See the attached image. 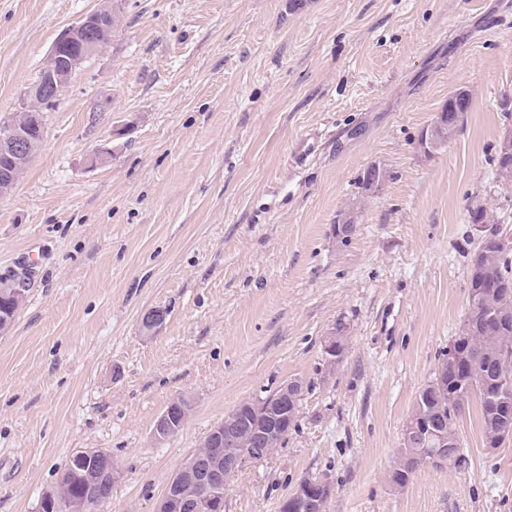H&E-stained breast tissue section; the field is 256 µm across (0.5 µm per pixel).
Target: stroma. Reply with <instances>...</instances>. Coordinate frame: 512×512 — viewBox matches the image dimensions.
<instances>
[{
  "label": "stroma",
  "instance_id": "obj_1",
  "mask_svg": "<svg viewBox=\"0 0 512 512\" xmlns=\"http://www.w3.org/2000/svg\"><path fill=\"white\" fill-rule=\"evenodd\" d=\"M103 0H0V120L59 33ZM110 40L45 114L0 197V279L25 302L0 332V512H38L78 448L123 472L102 512H155L240 403L303 382L297 425L224 489V512H281L305 478L326 512H512V438L466 463L391 473L419 391L468 311L473 202L512 121V0H121ZM458 89L462 132L421 130ZM334 133L306 167L288 153ZM108 153L101 161L99 148ZM390 176L361 185L371 166ZM357 228L335 233L338 212ZM160 308L152 332L140 322ZM345 324L341 362L324 345ZM189 400L183 428L157 417ZM467 94L469 100L464 90H459L456 92L451 103V109L456 110L458 107L463 108L466 105L467 106L463 109H458L455 111L458 112L456 115L455 123L452 126H450L444 134L439 136V140L437 137V132H444V130L449 126L450 121L455 112H450V109H448L447 107L435 115L432 123L429 126H427L422 133V137L419 142V150L421 152L427 155L432 154L434 149L438 151L446 147L448 142L452 140L458 133H460V131L463 128L465 115L470 109L471 94ZM437 140L439 146L435 148L437 145ZM173 402L174 401H172V403L169 405V407H167L165 409V411L156 419V421L154 423V426L152 429V438L154 439V441L163 442V441L169 439L175 430V427H174L175 421H176L175 425L177 427L175 434L178 433L184 426V424L189 416L190 404L187 402V400H185L184 398H181L183 407L187 409V416L183 417L182 410H179L176 413V415H177V420H176V416H175L173 407H175L176 410H178V408L175 406V404Z\"/></svg>",
  "mask_w": 512,
  "mask_h": 512
}]
</instances>
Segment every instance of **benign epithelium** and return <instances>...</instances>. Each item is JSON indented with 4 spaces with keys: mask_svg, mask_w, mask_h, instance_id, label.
<instances>
[{
    "mask_svg": "<svg viewBox=\"0 0 512 512\" xmlns=\"http://www.w3.org/2000/svg\"><path fill=\"white\" fill-rule=\"evenodd\" d=\"M112 22V6L107 4L82 17L79 22L65 29L59 38V43H77L82 47V53L67 60V64L59 63V54L51 50L46 58L40 76L36 83L27 92L30 100L24 108L25 112H39L42 104L59 96L69 84L74 72L93 55H95L108 42V33ZM468 98L463 90L456 92L451 108L437 113L432 123L427 126L419 142V150L427 155L433 153L437 145V132L444 131L453 117V110L467 105ZM24 133L16 126L8 125L0 130V145L6 150L16 153L24 149ZM480 235L477 247L482 248L492 243L495 248L506 257L512 252V236L498 228L492 233L486 232L483 225H477ZM344 335V330L335 332L325 344V354L329 363L336 362V354L344 351L345 344L338 340ZM462 359L460 347L450 345L441 355L436 365L437 379L434 384L442 386V379L448 375V368H459ZM508 375L497 372L495 378L485 387V399L489 402L496 414L505 422L503 434L512 433V401L502 397L497 390L500 384H507ZM301 383L291 380L282 384L274 396L256 397L241 403L233 413L224 418V421L212 427L206 441L212 448L214 462H204L193 458L172 477L165 494L156 506V512H213L215 501L223 496L224 487L247 463L265 456L272 435L277 429L285 427L288 416L295 410L297 403V389ZM175 404L169 407L156 419L152 438L156 442L169 439L175 430L176 416L173 410ZM255 408L266 411V422L256 424L246 415V412ZM444 422L428 417H421L410 422L405 431V440L408 443L419 441L432 449L436 462L442 463L451 457L445 450ZM78 461L85 467L98 466L109 470L112 484L121 481V470L111 462V456L102 449L82 448L77 451ZM201 473L203 478L201 492L196 496H189L183 492V481L195 479ZM332 493L329 482L309 479L299 484L296 489L285 498L281 512H324L326 499Z\"/></svg>",
    "mask_w": 512,
    "mask_h": 512,
    "instance_id": "1",
    "label": "benign epithelium"
}]
</instances>
